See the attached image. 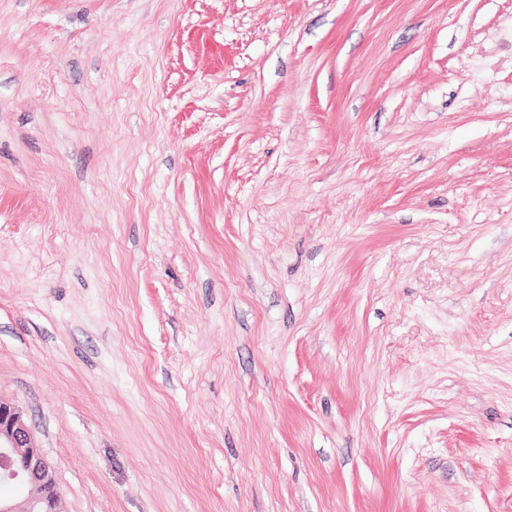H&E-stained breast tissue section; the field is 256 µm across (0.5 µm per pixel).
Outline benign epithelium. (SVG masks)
Wrapping results in <instances>:
<instances>
[{
  "label": "benign epithelium",
  "instance_id": "benign-epithelium-1",
  "mask_svg": "<svg viewBox=\"0 0 512 512\" xmlns=\"http://www.w3.org/2000/svg\"><path fill=\"white\" fill-rule=\"evenodd\" d=\"M28 489L0 498V512H65L55 469L33 437L24 410L0 397V483Z\"/></svg>",
  "mask_w": 512,
  "mask_h": 512
}]
</instances>
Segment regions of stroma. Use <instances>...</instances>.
Wrapping results in <instances>:
<instances>
[{
    "mask_svg": "<svg viewBox=\"0 0 512 512\" xmlns=\"http://www.w3.org/2000/svg\"><path fill=\"white\" fill-rule=\"evenodd\" d=\"M0 397L66 512H512V0H0Z\"/></svg>",
    "mask_w": 512,
    "mask_h": 512,
    "instance_id": "1",
    "label": "stroma"
}]
</instances>
